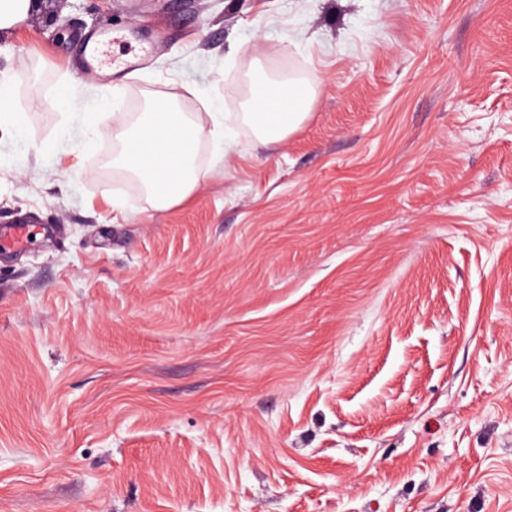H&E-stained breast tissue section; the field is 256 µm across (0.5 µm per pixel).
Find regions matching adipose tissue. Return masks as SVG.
Segmentation results:
<instances>
[{
	"label": "adipose tissue",
	"mask_w": 512,
	"mask_h": 512,
	"mask_svg": "<svg viewBox=\"0 0 512 512\" xmlns=\"http://www.w3.org/2000/svg\"><path fill=\"white\" fill-rule=\"evenodd\" d=\"M307 89L286 81L264 85L250 101L246 120L263 142L282 141L307 116ZM157 112L122 132L123 150L118 166L138 176L157 206L168 207L187 198L201 175L193 159L203 131L183 113L171 112L158 123Z\"/></svg>",
	"instance_id": "obj_1"
}]
</instances>
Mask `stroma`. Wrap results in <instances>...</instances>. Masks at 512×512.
Listing matches in <instances>:
<instances>
[{
	"label": "stroma",
	"instance_id": "stroma-1",
	"mask_svg": "<svg viewBox=\"0 0 512 512\" xmlns=\"http://www.w3.org/2000/svg\"><path fill=\"white\" fill-rule=\"evenodd\" d=\"M101 30L157 51L81 72ZM0 88V512H512V0H67ZM159 90L207 133L163 210L101 172ZM309 105L307 89L277 81L256 92L244 114L264 143L280 142L306 118Z\"/></svg>",
	"mask_w": 512,
	"mask_h": 512
}]
</instances>
